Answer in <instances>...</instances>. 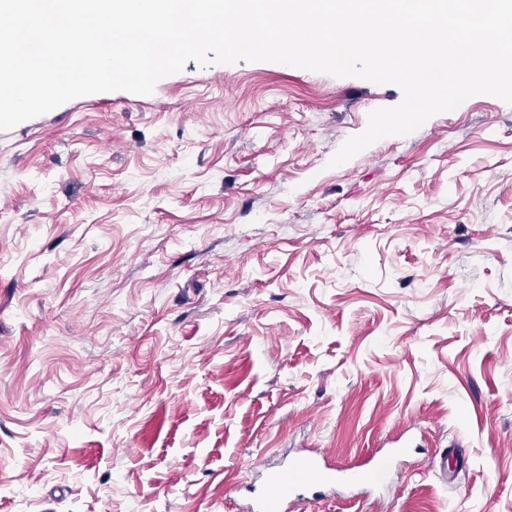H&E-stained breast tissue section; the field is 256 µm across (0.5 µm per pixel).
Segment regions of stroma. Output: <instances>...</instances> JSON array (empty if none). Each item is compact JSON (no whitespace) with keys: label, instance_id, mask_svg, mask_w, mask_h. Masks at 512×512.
<instances>
[{"label":"stroma","instance_id":"1","mask_svg":"<svg viewBox=\"0 0 512 512\" xmlns=\"http://www.w3.org/2000/svg\"><path fill=\"white\" fill-rule=\"evenodd\" d=\"M401 100L191 60L0 130V512H241L256 462L401 447L298 512H512V105L330 166Z\"/></svg>","mask_w":512,"mask_h":512}]
</instances>
